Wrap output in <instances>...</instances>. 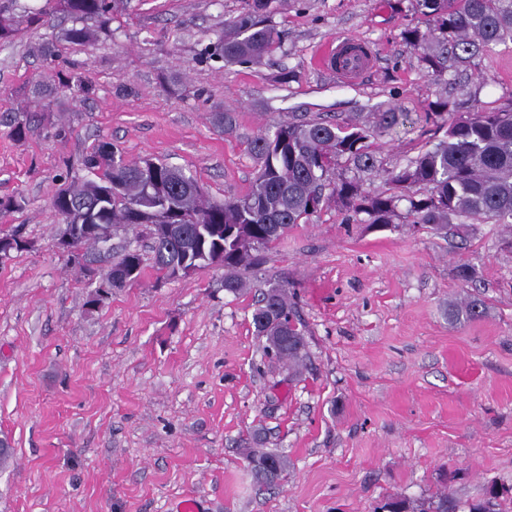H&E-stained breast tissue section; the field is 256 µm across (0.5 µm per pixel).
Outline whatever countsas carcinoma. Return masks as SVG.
I'll return each mask as SVG.
<instances>
[{
    "label": "carcinoma",
    "mask_w": 512,
    "mask_h": 512,
    "mask_svg": "<svg viewBox=\"0 0 512 512\" xmlns=\"http://www.w3.org/2000/svg\"><path fill=\"white\" fill-rule=\"evenodd\" d=\"M17 0H0V44L15 40L26 29H38L49 15L70 20L62 39L88 46L94 38L112 34V0H45L43 7L17 11ZM243 11L224 27L211 50L227 64H257L280 47L279 34L271 24L272 0H242ZM415 22L401 33L402 40L418 54L422 68L437 80L445 79L461 65H469L492 45L512 43V0H411ZM93 21L88 26L87 21ZM68 92L87 98L93 86L72 70H59L50 82L34 86V107L55 93ZM450 102H433L428 119L445 126V136L425 146L397 172L389 187L377 194L362 189L360 174L376 168L369 138L400 123L404 114L377 113L375 129L356 122L325 120L285 121L272 125L250 142L258 172L249 191L222 201L206 196L192 176L168 163L147 159L129 162L122 152L101 144L83 160L87 176L77 178L53 197L52 208L68 224L89 215L94 224L127 227L132 224H178L179 237L169 241L148 238L152 267L168 278L187 257L224 252V291L235 296L247 291L245 274L257 270L263 253L289 229L306 224L334 199L347 213L346 220L387 228L399 217L422 224L431 231L458 232L476 224H500L509 232L512 248V95L502 106L478 107L448 120ZM35 112L28 110L13 119L10 134L22 140L32 131ZM213 125L231 134L235 113L212 114ZM345 163V172L335 174ZM406 203L405 213L399 212ZM255 245L254 254H236L239 234ZM86 262H107L114 272L129 265L144 269L145 255L126 248L120 257L104 252L94 237L78 236ZM257 285L252 314L255 336L277 337L273 348L288 366H302L308 356L304 325L288 299L285 286L276 298ZM268 345L264 349L272 348ZM273 468L250 470L258 485L280 481L288 460L269 450ZM503 494L486 488L483 494L460 504L441 492L419 510L404 498L389 499L390 512H503Z\"/></svg>",
    "instance_id": "cac0c4a2"
}]
</instances>
